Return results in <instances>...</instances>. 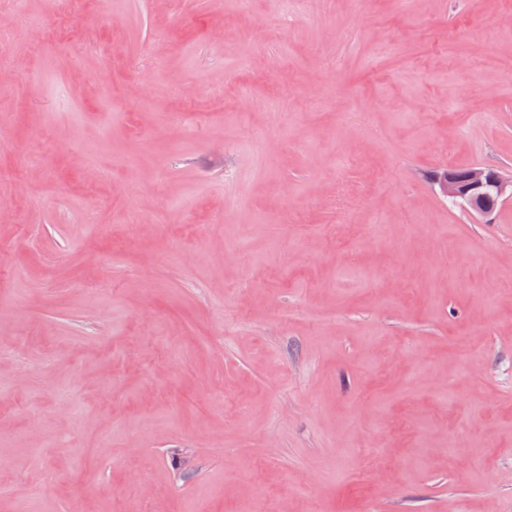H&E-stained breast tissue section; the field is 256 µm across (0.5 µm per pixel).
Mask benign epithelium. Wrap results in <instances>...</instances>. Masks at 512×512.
Returning <instances> with one entry per match:
<instances>
[{
    "mask_svg": "<svg viewBox=\"0 0 512 512\" xmlns=\"http://www.w3.org/2000/svg\"><path fill=\"white\" fill-rule=\"evenodd\" d=\"M433 183L452 202L464 205L479 216H489L495 205L512 201V170L449 167L439 173Z\"/></svg>",
    "mask_w": 512,
    "mask_h": 512,
    "instance_id": "benign-epithelium-1",
    "label": "benign epithelium"
}]
</instances>
